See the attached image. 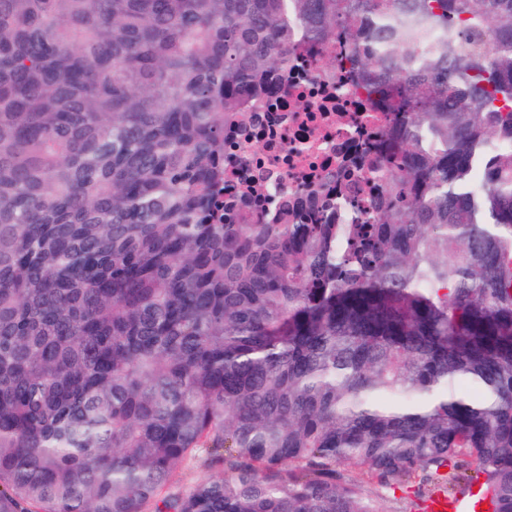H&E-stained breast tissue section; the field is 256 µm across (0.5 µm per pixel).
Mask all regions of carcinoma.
Returning <instances> with one entry per match:
<instances>
[{"instance_id": "obj_1", "label": "carcinoma", "mask_w": 512, "mask_h": 512, "mask_svg": "<svg viewBox=\"0 0 512 512\" xmlns=\"http://www.w3.org/2000/svg\"><path fill=\"white\" fill-rule=\"evenodd\" d=\"M298 29L399 157L226 224ZM352 464L512 512V0H0V512H377Z\"/></svg>"}]
</instances>
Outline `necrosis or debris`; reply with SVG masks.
Listing matches in <instances>:
<instances>
[{"label":"necrosis or debris","mask_w":512,"mask_h":512,"mask_svg":"<svg viewBox=\"0 0 512 512\" xmlns=\"http://www.w3.org/2000/svg\"><path fill=\"white\" fill-rule=\"evenodd\" d=\"M336 65L322 66L328 53ZM343 44L321 46L298 38L288 68L274 81L281 91L253 98L246 125L224 130L225 213L230 223L243 217L274 216L297 197L307 201L302 221H316L318 209L336 224L345 211L332 204L337 181H356L365 159L382 155L378 144L389 115L371 105L357 84Z\"/></svg>","instance_id":"necrosis-or-debris-1"}]
</instances>
